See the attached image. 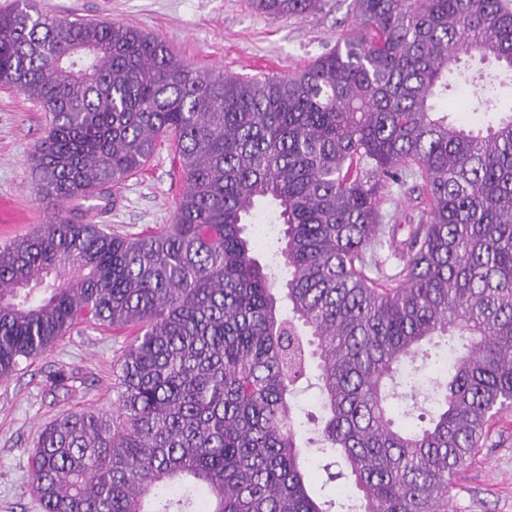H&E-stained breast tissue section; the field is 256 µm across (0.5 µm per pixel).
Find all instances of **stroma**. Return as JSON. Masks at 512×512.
<instances>
[{"mask_svg":"<svg viewBox=\"0 0 512 512\" xmlns=\"http://www.w3.org/2000/svg\"><path fill=\"white\" fill-rule=\"evenodd\" d=\"M352 0H322L300 18H273L252 0H38L61 18L136 25L176 55L220 73L291 74L334 48L353 27ZM44 112L0 84V245L46 223L52 211L35 195L29 154L45 134ZM184 190L168 143L145 168L104 197L74 199L64 210L76 221L135 235L169 223ZM124 336L78 326L28 369L0 381V512H41L30 482L29 450L46 423L70 410L111 409L112 383ZM65 377L67 390L51 381ZM342 463L307 468L320 499L346 502L354 489ZM453 512H512V411L497 418L485 448L459 478Z\"/></svg>","mask_w":512,"mask_h":512,"instance_id":"35a3bbf8","label":"stroma"}]
</instances>
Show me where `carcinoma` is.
Here are the masks:
<instances>
[{
    "mask_svg": "<svg viewBox=\"0 0 512 512\" xmlns=\"http://www.w3.org/2000/svg\"><path fill=\"white\" fill-rule=\"evenodd\" d=\"M320 0H253L299 17ZM355 30L293 75L215 74L136 26L0 10V83L38 103L37 199L101 196L160 141L184 183L170 223L107 232L62 212L0 247V380L78 323L127 337L112 410L62 413L30 450L44 512H332L308 488L290 397L317 339L318 452L347 512H448L512 409V114L486 132L437 108L512 86V0H353ZM498 66L490 77L465 58ZM412 183L418 223H383ZM269 205L282 312L247 230ZM404 239L397 240L400 230ZM395 246L394 273L378 250ZM447 353L426 387L417 359ZM432 408L397 417L418 396Z\"/></svg>",
    "mask_w": 512,
    "mask_h": 512,
    "instance_id": "1",
    "label": "carcinoma"
}]
</instances>
